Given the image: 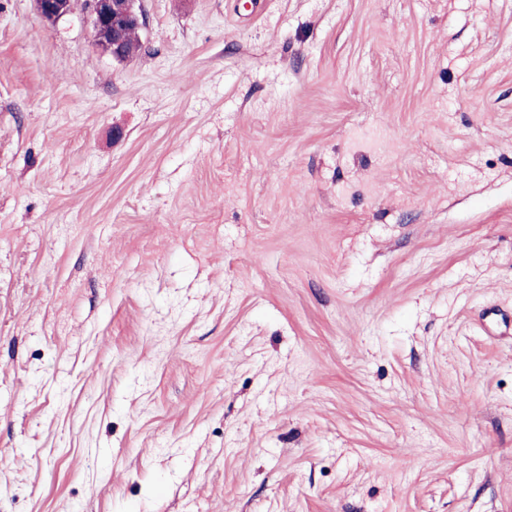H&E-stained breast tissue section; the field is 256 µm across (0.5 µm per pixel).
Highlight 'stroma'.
I'll list each match as a JSON object with an SVG mask.
<instances>
[{"label": "stroma", "mask_w": 512, "mask_h": 512, "mask_svg": "<svg viewBox=\"0 0 512 512\" xmlns=\"http://www.w3.org/2000/svg\"><path fill=\"white\" fill-rule=\"evenodd\" d=\"M0 0V512H512V0ZM39 16L46 22L54 23L71 11L70 0H35ZM141 0H85L84 13L90 20L95 47L117 61L129 55L126 33L142 30L144 16Z\"/></svg>", "instance_id": "stroma-1"}]
</instances>
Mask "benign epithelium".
Wrapping results in <instances>:
<instances>
[{
  "instance_id": "obj_1",
  "label": "benign epithelium",
  "mask_w": 512,
  "mask_h": 512,
  "mask_svg": "<svg viewBox=\"0 0 512 512\" xmlns=\"http://www.w3.org/2000/svg\"><path fill=\"white\" fill-rule=\"evenodd\" d=\"M39 16L54 23L71 11V0H35ZM95 47L117 61L128 58L126 33L144 25L141 0H85Z\"/></svg>"
}]
</instances>
